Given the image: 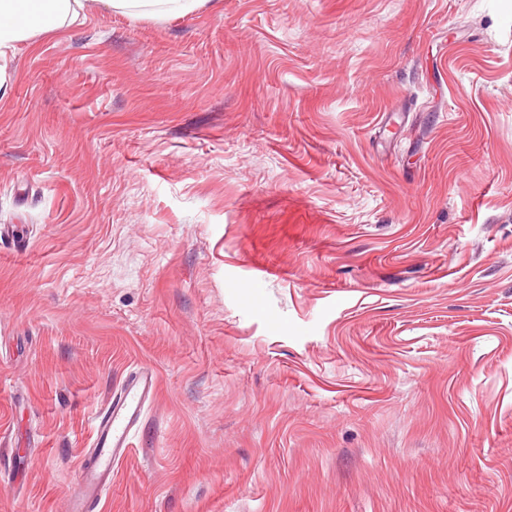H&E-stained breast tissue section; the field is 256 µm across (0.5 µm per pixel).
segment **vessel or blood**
Masks as SVG:
<instances>
[{
  "mask_svg": "<svg viewBox=\"0 0 512 512\" xmlns=\"http://www.w3.org/2000/svg\"><path fill=\"white\" fill-rule=\"evenodd\" d=\"M158 384L154 369L139 366L128 372L119 392L95 415L92 436L80 451V488L69 503V512H95L112 484V470L132 449V438L141 428Z\"/></svg>",
  "mask_w": 512,
  "mask_h": 512,
  "instance_id": "obj_1",
  "label": "vessel or blood"
}]
</instances>
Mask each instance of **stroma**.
Here are the masks:
<instances>
[{"label": "stroma", "instance_id": "35a3bbf8", "mask_svg": "<svg viewBox=\"0 0 512 512\" xmlns=\"http://www.w3.org/2000/svg\"><path fill=\"white\" fill-rule=\"evenodd\" d=\"M0 97V512H512V0H84ZM102 2L111 11L131 16L167 19L195 13L208 0H102ZM158 384L154 369L138 366L128 372L119 392L95 415L92 436L80 450V488L69 503V512H95L112 485V469L132 449V438L141 428Z\"/></svg>", "mask_w": 512, "mask_h": 512}]
</instances>
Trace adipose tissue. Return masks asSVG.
<instances>
[{
    "mask_svg": "<svg viewBox=\"0 0 512 512\" xmlns=\"http://www.w3.org/2000/svg\"><path fill=\"white\" fill-rule=\"evenodd\" d=\"M108 9L131 16H187L207 0H103ZM83 0H0V80L15 45L73 23Z\"/></svg>",
    "mask_w": 512,
    "mask_h": 512,
    "instance_id": "1",
    "label": "adipose tissue"
}]
</instances>
